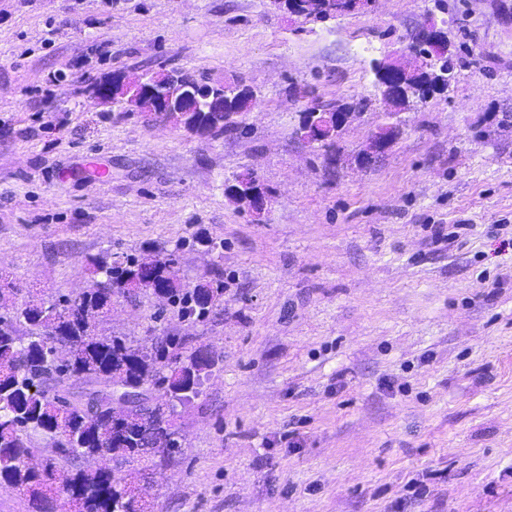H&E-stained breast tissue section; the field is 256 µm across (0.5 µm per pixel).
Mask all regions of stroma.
Returning a JSON list of instances; mask_svg holds the SVG:
<instances>
[{"label": "stroma", "instance_id": "obj_1", "mask_svg": "<svg viewBox=\"0 0 512 512\" xmlns=\"http://www.w3.org/2000/svg\"><path fill=\"white\" fill-rule=\"evenodd\" d=\"M447 92L393 111L376 67L425 25ZM177 70L239 82L197 135L100 85ZM356 105L331 150L317 104ZM399 129L364 159L379 127ZM254 173L261 212L224 185ZM174 255L202 318L113 297L101 336L217 363L174 404L157 512H512V0H374L307 22L274 0H0V290L53 303L87 262ZM318 107L319 106L313 107L308 111L310 114L308 115L307 120L299 127L300 138L309 144H321L332 133H336L337 135L348 123L352 115V112H336L346 108L345 105H337V102L336 105L327 104L325 106H320L321 109L326 112L315 110L320 109ZM333 141L334 139L326 140L321 146L330 147Z\"/></svg>", "mask_w": 512, "mask_h": 512}]
</instances>
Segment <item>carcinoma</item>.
I'll use <instances>...</instances> for the list:
<instances>
[{
  "instance_id": "1",
  "label": "carcinoma",
  "mask_w": 512,
  "mask_h": 512,
  "mask_svg": "<svg viewBox=\"0 0 512 512\" xmlns=\"http://www.w3.org/2000/svg\"><path fill=\"white\" fill-rule=\"evenodd\" d=\"M307 20L336 17V0H294ZM253 94L244 86L224 93V111L204 116L207 133L217 136L234 128L230 114L247 107ZM153 265L155 292L178 307L181 316H205L224 295V284L200 283L183 290L175 259L153 262L135 258L111 262L93 259V273L105 280L77 296L50 305L25 303L0 314V482L23 488L32 512H155V502L139 487L144 473L134 463L144 457L169 461L180 453L172 421L153 403L163 391L171 401L188 402L200 393L202 380L215 365L201 359L197 348L186 356H169L163 346L131 345L120 336H97L94 320L110 311L112 297L126 296V285L140 268ZM66 344V354L50 357V342ZM78 383L62 391L64 378ZM148 384L139 410L118 421L112 409V387ZM98 400L88 416L84 404ZM53 441L57 457L37 471L30 460L41 449L37 437ZM97 456L102 465L81 468L80 461Z\"/></svg>"
}]
</instances>
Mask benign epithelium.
<instances>
[{
  "label": "benign epithelium",
  "instance_id": "obj_1",
  "mask_svg": "<svg viewBox=\"0 0 512 512\" xmlns=\"http://www.w3.org/2000/svg\"><path fill=\"white\" fill-rule=\"evenodd\" d=\"M419 64L434 69L433 77L439 88H448V83L454 74L446 68L434 67L433 55L420 54L415 49H409ZM378 83L384 88L388 100L409 99L419 93V89L412 86L409 76L411 70L397 62H388L377 68ZM97 96L104 101H119L127 99V103L148 108L146 115L154 119L158 116L164 122L177 127L189 129L195 126L194 132L201 133L203 129L197 126L199 119L206 112L224 111V95L218 88L197 91L175 80H163V77L154 73L147 75L144 80L132 86L118 81L106 83L98 89ZM351 118L349 112H321L316 110L308 115L307 120L299 127L300 138L309 144H320L333 133H339ZM250 183L247 201L255 211L263 209L265 196L256 184L252 182L248 172L236 176L235 184ZM145 386L133 387L117 386L112 389V405L118 411L128 413L139 408L142 392Z\"/></svg>",
  "mask_w": 512,
  "mask_h": 512
}]
</instances>
